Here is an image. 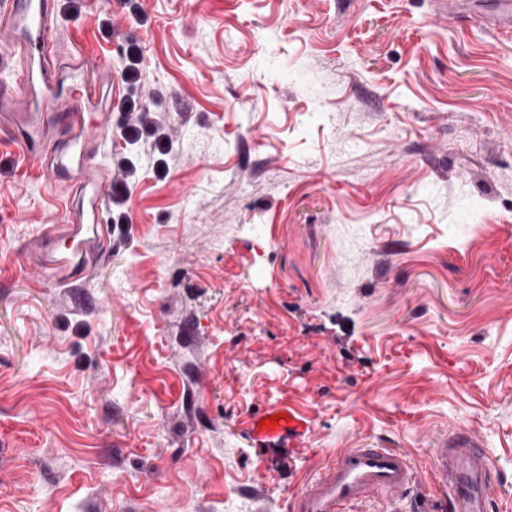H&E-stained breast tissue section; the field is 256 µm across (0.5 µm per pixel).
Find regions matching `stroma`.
<instances>
[{
	"label": "stroma",
	"mask_w": 512,
	"mask_h": 512,
	"mask_svg": "<svg viewBox=\"0 0 512 512\" xmlns=\"http://www.w3.org/2000/svg\"><path fill=\"white\" fill-rule=\"evenodd\" d=\"M56 4L116 86L100 160L128 195L105 191L90 274L49 281L24 246L72 187L0 130V512H291L372 444L414 485L349 512H439L432 448L464 429L512 512L497 0ZM288 412L300 431L259 434Z\"/></svg>",
	"instance_id": "stroma-1"
}]
</instances>
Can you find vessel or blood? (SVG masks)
Masks as SVG:
<instances>
[{"instance_id": "b4317fda", "label": "vessel or blood", "mask_w": 512, "mask_h": 512, "mask_svg": "<svg viewBox=\"0 0 512 512\" xmlns=\"http://www.w3.org/2000/svg\"><path fill=\"white\" fill-rule=\"evenodd\" d=\"M48 0H0V30L11 37L17 67L0 84V126L21 150L40 160L50 185L73 176L79 195L62 202L58 223L45 225L26 245L35 266L58 284L86 272L90 258L111 246L104 219L105 169L96 160L108 140L109 119L98 105L112 82L82 50H61ZM68 241L60 252L56 243ZM437 482L449 512H486L495 479L479 438L459 430L434 448ZM414 483L405 455L393 448H344L293 501V512H347L375 494L397 496Z\"/></svg>"}]
</instances>
